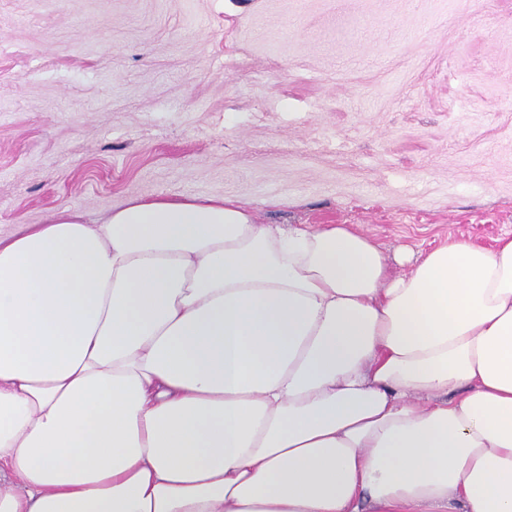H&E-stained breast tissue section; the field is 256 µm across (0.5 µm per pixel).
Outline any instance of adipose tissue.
<instances>
[{
	"label": "adipose tissue",
	"instance_id": "adipose-tissue-1",
	"mask_svg": "<svg viewBox=\"0 0 512 512\" xmlns=\"http://www.w3.org/2000/svg\"><path fill=\"white\" fill-rule=\"evenodd\" d=\"M512 512V235L134 200L0 233V512Z\"/></svg>",
	"mask_w": 512,
	"mask_h": 512
}]
</instances>
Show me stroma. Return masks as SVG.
Wrapping results in <instances>:
<instances>
[{
    "label": "stroma",
    "instance_id": "35a3bbf8",
    "mask_svg": "<svg viewBox=\"0 0 512 512\" xmlns=\"http://www.w3.org/2000/svg\"><path fill=\"white\" fill-rule=\"evenodd\" d=\"M185 196L492 246L512 0H0V230Z\"/></svg>",
    "mask_w": 512,
    "mask_h": 512
}]
</instances>
